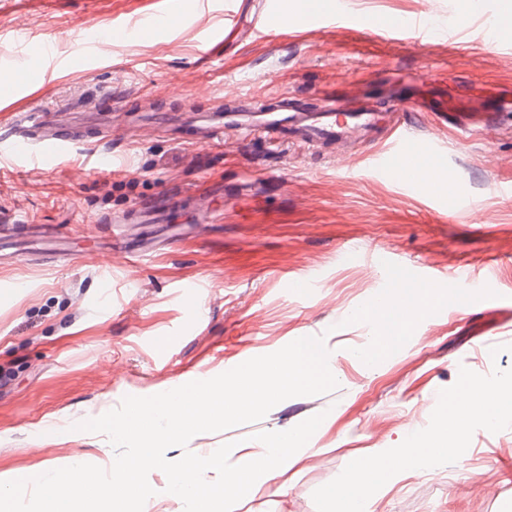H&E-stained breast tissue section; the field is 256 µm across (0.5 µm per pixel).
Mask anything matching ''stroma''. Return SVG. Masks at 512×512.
<instances>
[{
	"label": "stroma",
	"instance_id": "35a3bbf8",
	"mask_svg": "<svg viewBox=\"0 0 512 512\" xmlns=\"http://www.w3.org/2000/svg\"><path fill=\"white\" fill-rule=\"evenodd\" d=\"M166 0H54L30 11L27 0H0V128L39 109L60 129L111 105L143 111L208 114L253 98L282 96L310 110L324 96L363 98L382 114L407 99L439 97L463 109L460 92L512 101V35L488 45L466 0H320L363 18H456L454 37L424 47L386 42L364 26L335 23L310 31L296 22L301 0H279L288 28L243 22L223 43L210 32L231 25L241 0H180L171 29L113 46L91 67L55 66L47 83L31 81L38 60L15 63L6 35L31 22L37 35L69 57L86 27L127 24ZM409 78L407 86L395 74ZM417 136L446 145L425 158L440 183L406 187L399 173L374 174L368 147L344 141L335 153L272 143L249 155L237 130L221 146L201 147L152 125L115 136L116 157L94 170L90 147L58 168L27 167L0 177V217L55 224L72 236L65 257L0 262V476H33L52 463L85 457L111 468L106 436L74 426L117 408L128 395L149 396L226 372L273 353L300 336H324L334 358L333 391L287 399L260 421L194 436L202 454L235 441L258 448L256 433L285 431L324 414L311 451L265 482L240 512H316L313 492L336 478L350 457L392 448L415 422H429L441 389L460 368L482 375L512 368V134L487 131L458 146L441 113L419 112ZM287 191L261 193L270 176ZM240 188L218 224L198 239L161 244L134 263L104 243V219L127 218L167 189L193 191L204 180ZM442 285L466 279L494 297L452 303L423 319L410 341L375 371L356 356L372 328L349 316L384 287L383 262ZM112 280V303L100 282ZM371 512H512V428L477 429L459 462L424 474L406 470L373 497Z\"/></svg>",
	"mask_w": 512,
	"mask_h": 512
}]
</instances>
